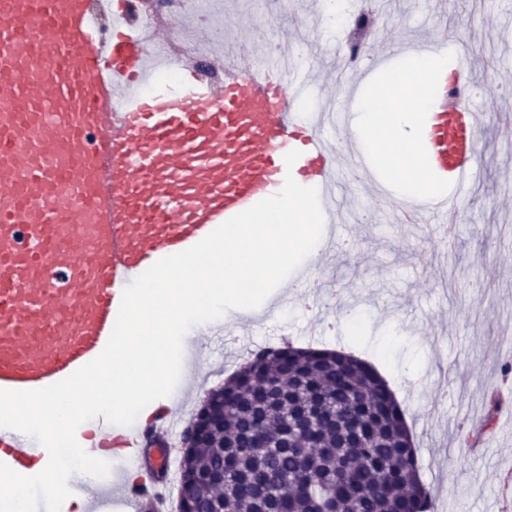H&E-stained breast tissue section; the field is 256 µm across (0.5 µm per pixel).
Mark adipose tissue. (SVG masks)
Masks as SVG:
<instances>
[{
  "label": "adipose tissue",
  "instance_id": "adipose-tissue-1",
  "mask_svg": "<svg viewBox=\"0 0 512 512\" xmlns=\"http://www.w3.org/2000/svg\"><path fill=\"white\" fill-rule=\"evenodd\" d=\"M447 67V52L414 56L388 74L376 94L362 103L363 146L376 148L377 159L400 196H421L434 189L421 154L419 119L426 111L425 76Z\"/></svg>",
  "mask_w": 512,
  "mask_h": 512
}]
</instances>
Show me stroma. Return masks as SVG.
I'll return each instance as SVG.
<instances>
[{
	"label": "stroma",
	"mask_w": 512,
	"mask_h": 512,
	"mask_svg": "<svg viewBox=\"0 0 512 512\" xmlns=\"http://www.w3.org/2000/svg\"><path fill=\"white\" fill-rule=\"evenodd\" d=\"M228 43L243 39L260 59L271 43L289 45L294 64L311 70L316 99L328 112L347 109L353 71L338 57L349 44L376 56L394 42H435L442 30L464 38L451 65L471 69L469 98L484 114L476 137V178L462 194L452 233L434 223L402 224L395 193L339 170L343 208L340 245L300 288H285L278 320L252 324L228 311L224 325L256 342L287 336L292 346L355 354L378 371L395 395L417 455L419 477L435 488L438 512H512L503 475L512 469V427L486 423L497 396L512 408V0H388L383 21L373 0L361 29L327 25L319 0H222ZM223 350L206 347L184 391L180 411L198 410L207 391L231 375ZM495 441L489 451L467 444L475 427Z\"/></svg>",
	"instance_id": "obj_1"
}]
</instances>
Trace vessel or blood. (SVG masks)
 I'll return each instance as SVG.
<instances>
[{
  "label": "vessel or blood",
  "mask_w": 512,
  "mask_h": 512,
  "mask_svg": "<svg viewBox=\"0 0 512 512\" xmlns=\"http://www.w3.org/2000/svg\"><path fill=\"white\" fill-rule=\"evenodd\" d=\"M177 30L186 44L224 33L191 14L145 36L120 24L107 32L92 0H0V390L41 389L94 360L127 284L276 194L286 174L310 179L332 213L338 167L361 179L374 166L359 149L337 161L322 120L295 112L310 79L288 60L262 66L239 45L213 82L178 52L167 63L179 80H155L148 47ZM471 80L464 66L453 83L427 79L423 149L450 191L405 203L402 223L455 213L474 176L483 115L463 101ZM180 422L161 402L123 433L101 417L78 427L91 455L124 463L100 479L91 512L118 502L167 512L141 457L146 439ZM47 461L34 441L0 429V462L30 476Z\"/></svg>",
  "instance_id": "obj_1"
}]
</instances>
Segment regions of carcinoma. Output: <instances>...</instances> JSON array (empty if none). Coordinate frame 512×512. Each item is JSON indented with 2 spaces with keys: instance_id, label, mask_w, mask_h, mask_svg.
Wrapping results in <instances>:
<instances>
[{
  "instance_id": "1",
  "label": "carcinoma",
  "mask_w": 512,
  "mask_h": 512,
  "mask_svg": "<svg viewBox=\"0 0 512 512\" xmlns=\"http://www.w3.org/2000/svg\"><path fill=\"white\" fill-rule=\"evenodd\" d=\"M233 396L182 465L195 512H431L394 394L365 361L291 345L263 351L212 393ZM325 404L315 433L278 446L310 399Z\"/></svg>"
}]
</instances>
